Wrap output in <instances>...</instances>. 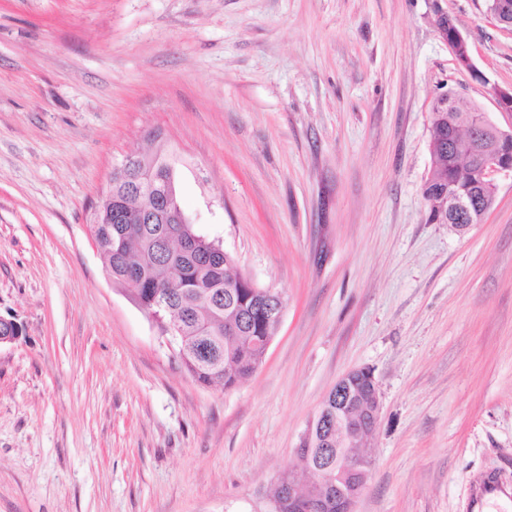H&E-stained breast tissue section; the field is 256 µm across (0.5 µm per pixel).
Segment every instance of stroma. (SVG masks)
Instances as JSON below:
<instances>
[{
  "mask_svg": "<svg viewBox=\"0 0 512 512\" xmlns=\"http://www.w3.org/2000/svg\"><path fill=\"white\" fill-rule=\"evenodd\" d=\"M446 12L475 71L436 27ZM486 0H0V512H265L336 382L381 419L355 512H469L512 476V179L428 220L440 93L502 129ZM166 142L186 215L286 307L236 389L196 383L89 230L113 165ZM436 23L437 29L440 35H443L448 29L451 30V41H448L446 37L441 36L443 41H445L451 48L455 64L459 68H464L470 72L475 71L476 67L473 63L471 49L470 52L466 53V56L461 59L457 56V48L456 45L460 44L465 46L468 43L467 39L463 36V34L457 29L454 25L453 21L448 18V14L445 12H437L436 14ZM477 202L478 197L473 194H448V199L436 202V207L442 212L449 209L457 223L466 225L460 227L465 229L470 226L465 223L469 222L474 208L477 207ZM512 503V479L501 472L490 473L475 487L470 500V512H488L491 503Z\"/></svg>",
  "mask_w": 512,
  "mask_h": 512,
  "instance_id": "obj_1",
  "label": "stroma"
}]
</instances>
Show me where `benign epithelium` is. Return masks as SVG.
Listing matches in <instances>:
<instances>
[{"instance_id": "1", "label": "benign epithelium", "mask_w": 512, "mask_h": 512, "mask_svg": "<svg viewBox=\"0 0 512 512\" xmlns=\"http://www.w3.org/2000/svg\"><path fill=\"white\" fill-rule=\"evenodd\" d=\"M488 10L500 24L511 26L508 19L512 5L507 0H491ZM436 23L439 33L451 31V41L448 42L452 53H457V45L467 44V39L457 29L445 12H437ZM472 137L480 140L489 134L494 144L482 151L478 159L479 177L482 187L497 191V183L501 178H512V161L508 160L503 149L512 146V129L503 130L493 124L486 113L478 112L475 123L471 126ZM478 197L473 194H450L448 198L436 203V207L444 212L451 211L455 221L461 225L469 222L471 214L477 207ZM265 296L266 309L269 319L281 323L285 301L282 294L276 295L261 292ZM8 327L10 332L0 335V344L14 343L23 335L21 323L14 319L0 317V330ZM362 384L371 393V399L365 408L360 422L349 426L344 421V414L352 397V388ZM329 396L336 400V417L325 418L329 433L336 434V447L327 449L331 456H336V467L347 470L355 475V480L346 487L336 486V508L340 512H354V506L362 495L369 477L373 461L366 455H355L349 452L348 445H356V439L364 436L372 438L380 421L381 405L378 385L372 371L368 368L356 369L340 378ZM303 481L296 476L288 477V483L277 485L278 495L288 496V505L300 512H319L323 507L322 499L309 497L302 488Z\"/></svg>"}]
</instances>
